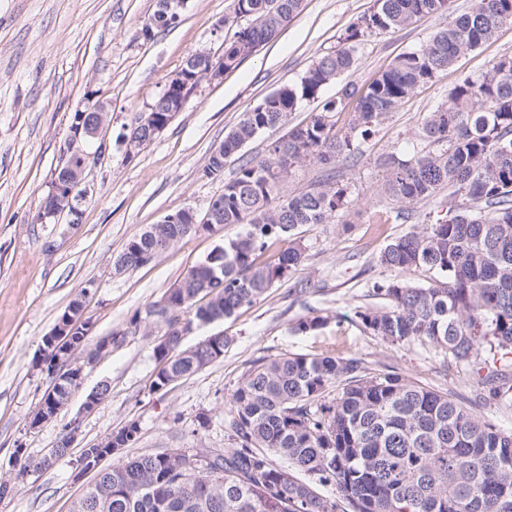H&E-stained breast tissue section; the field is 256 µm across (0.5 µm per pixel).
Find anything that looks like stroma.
Here are the masks:
<instances>
[{
    "label": "stroma",
    "mask_w": 512,
    "mask_h": 512,
    "mask_svg": "<svg viewBox=\"0 0 512 512\" xmlns=\"http://www.w3.org/2000/svg\"><path fill=\"white\" fill-rule=\"evenodd\" d=\"M155 3L0 0V479L12 472L16 448L43 455L72 420L80 422L68 454L1 498L0 512H66L82 489L72 479L82 450L131 421L140 427L131 449L135 455L161 448L233 447L224 420L235 388L258 360L286 354L361 359L373 372H395L469 398L479 417L512 430V405L490 399L475 382L419 346H391L370 336L356 318L357 310L373 303L369 288L397 276L377 261L385 246L448 211V195L442 192L414 205L409 219H395L399 205L379 190L383 170L377 159L408 155L425 117L446 102L450 89L477 78L489 62L512 57V27L461 54L432 84L417 89L376 128L357 157L342 155L327 165L308 163L292 171L283 195L304 192L331 173L349 188L348 211L330 223L303 226L301 263L255 304L185 336L187 347L216 334L230 337L220 360L155 392L150 388L157 367L153 347L163 327L147 317L148 307L238 228L190 235L136 269L115 271V259L128 240L164 216L188 208L205 213L237 168L230 161L223 177H203L213 149L243 112L280 86L298 82L313 62L334 53L346 29L374 0H303L299 14L254 54L195 86L182 111L130 158L123 144L126 126L188 56L200 51L223 55L226 30L221 23L234 13V0H189L175 28L147 38L142 29ZM472 3L451 0L446 14L365 38L347 72L323 87L317 101L292 112L286 126L246 145L244 155L263 159L267 144L287 127L306 123L343 88L370 83L398 55L420 48ZM93 95L111 101L112 107L105 157L89 171L91 193L81 220L76 225L63 219L39 222L42 201L63 162L71 116ZM299 281L308 292L296 299L289 290ZM79 296L86 299L92 323L90 341L113 334L123 335L124 341L85 366L80 388L50 423L29 429V417L50 386L34 359L58 315ZM136 315L141 322L135 328L130 321ZM315 316L324 318L322 327L296 332L299 319ZM104 384L109 387L105 399L83 412L87 394Z\"/></svg>",
    "instance_id": "obj_1"
}]
</instances>
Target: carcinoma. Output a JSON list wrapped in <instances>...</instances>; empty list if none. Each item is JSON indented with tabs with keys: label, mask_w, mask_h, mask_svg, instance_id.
<instances>
[{
	"label": "carcinoma",
	"mask_w": 512,
	"mask_h": 512,
	"mask_svg": "<svg viewBox=\"0 0 512 512\" xmlns=\"http://www.w3.org/2000/svg\"><path fill=\"white\" fill-rule=\"evenodd\" d=\"M303 0H235L233 30L224 37V68L254 54L296 16ZM450 0H375L341 37L342 46L314 62L300 81L285 84L243 113L224 137V152L211 155L203 176L235 177L215 200L207 232L217 226L243 230L205 262L191 268L152 303L147 315L171 336V352L155 356L153 389L188 378L224 356L229 337L210 336L195 349L178 343L175 326L233 316L268 292L301 262L298 228L328 224L349 205L345 184L326 180L294 196L281 194L292 168L327 165L360 146L419 87L504 26H512V0H474L469 12L436 32L421 48L398 56L360 95L345 89L304 125L275 140L266 159L241 154L260 133L281 126L302 103L347 71L353 49L374 33L406 27L421 17L448 12ZM183 10L155 9L143 27L176 26ZM248 23L236 26V19ZM124 137L151 142L148 117H166L157 98ZM350 109L344 133L332 118ZM381 192L401 204L395 218L445 187L461 196L459 212L416 225L378 256L400 276L376 284L369 295L383 304L356 312L361 329L391 345H418L465 373L492 399L512 403V58L491 62L467 78L448 101L425 118L408 158L379 162ZM170 224H152L132 238L115 267L154 260L197 233L174 213ZM277 241L288 247L263 259ZM426 269L434 282L421 286L411 274ZM225 426L236 447L219 451L220 479L202 496L164 452L130 456L106 467L81 497L112 500V512H512V430L504 431L446 392L392 373H373L361 360L293 354L261 359L232 394ZM283 458L289 466H279ZM310 475L305 481L300 475ZM336 488L330 498L314 483Z\"/></svg>",
	"instance_id": "carcinoma-1"
}]
</instances>
